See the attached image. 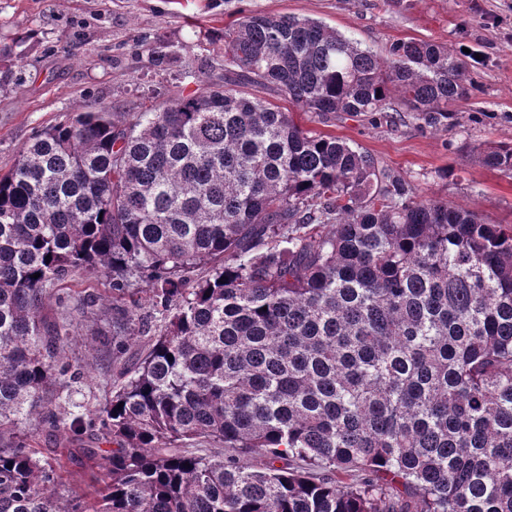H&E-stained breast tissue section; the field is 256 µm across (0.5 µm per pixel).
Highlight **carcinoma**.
<instances>
[{"label": "carcinoma", "mask_w": 512, "mask_h": 512, "mask_svg": "<svg viewBox=\"0 0 512 512\" xmlns=\"http://www.w3.org/2000/svg\"><path fill=\"white\" fill-rule=\"evenodd\" d=\"M247 86L433 132L477 90L442 44L378 56L251 13L224 29L223 83L37 131L0 173V512H512V225ZM470 157L512 172V144ZM76 272L112 290L85 346L117 369L83 410L56 394L94 371L60 355L82 326L44 314ZM31 419L71 447L37 455ZM68 461L102 473L91 502L63 494Z\"/></svg>", "instance_id": "obj_1"}]
</instances>
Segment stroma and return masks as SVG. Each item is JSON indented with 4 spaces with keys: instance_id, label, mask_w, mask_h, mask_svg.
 <instances>
[{
    "instance_id": "35a3bbf8",
    "label": "stroma",
    "mask_w": 512,
    "mask_h": 512,
    "mask_svg": "<svg viewBox=\"0 0 512 512\" xmlns=\"http://www.w3.org/2000/svg\"><path fill=\"white\" fill-rule=\"evenodd\" d=\"M252 12L315 19L380 54L409 38L479 50L478 90L447 131L372 125L343 112L329 124L302 112L294 118L369 152L424 197L512 225V173L466 152L512 143V0H0V169L38 130L74 111L139 112L200 81L219 82L221 35ZM160 43L180 53L162 68L149 58Z\"/></svg>"
}]
</instances>
